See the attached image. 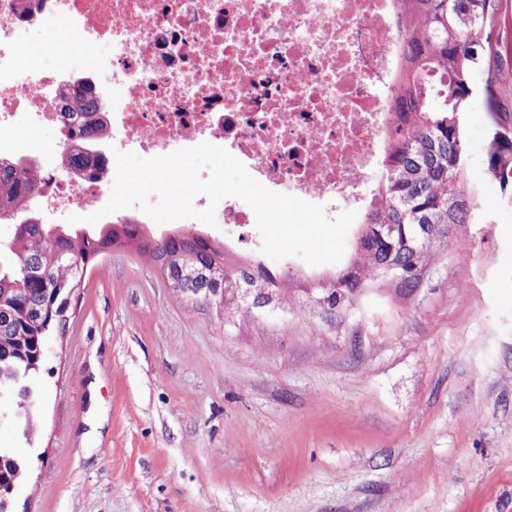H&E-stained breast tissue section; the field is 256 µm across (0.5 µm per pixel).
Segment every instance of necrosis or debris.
Returning <instances> with one entry per match:
<instances>
[{"label": "necrosis or debris", "instance_id": "4bbe7bcc", "mask_svg": "<svg viewBox=\"0 0 512 512\" xmlns=\"http://www.w3.org/2000/svg\"><path fill=\"white\" fill-rule=\"evenodd\" d=\"M396 0H0V161L27 115L66 138L67 66H22V37L101 46L96 86L118 87L98 117L112 148L167 155L218 142L266 188L361 209L386 154L399 62ZM94 169L42 174L40 223L98 211Z\"/></svg>", "mask_w": 512, "mask_h": 512}]
</instances>
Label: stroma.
<instances>
[{"mask_svg":"<svg viewBox=\"0 0 512 512\" xmlns=\"http://www.w3.org/2000/svg\"><path fill=\"white\" fill-rule=\"evenodd\" d=\"M487 77L465 114L471 217L413 294L386 282L328 315L305 290L342 263L272 259L253 224L204 231L227 266L276 275L262 310L114 248L46 343L29 423L0 400L25 467L11 512H512V202L484 175ZM57 140L24 124L10 146L52 166Z\"/></svg>","mask_w":512,"mask_h":512,"instance_id":"1","label":"stroma"}]
</instances>
